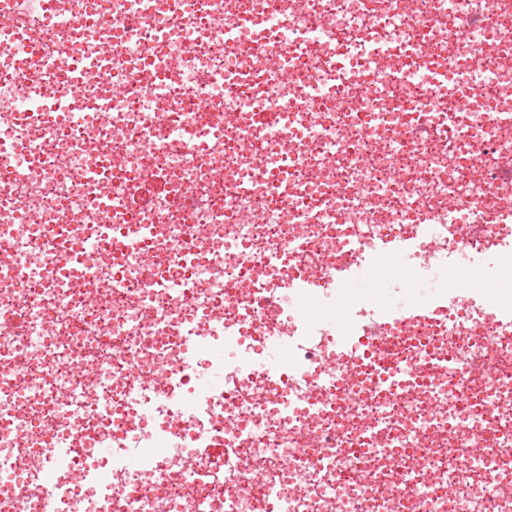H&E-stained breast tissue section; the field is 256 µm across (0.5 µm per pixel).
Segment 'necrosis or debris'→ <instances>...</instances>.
Segmentation results:
<instances>
[{
	"label": "necrosis or debris",
	"mask_w": 512,
	"mask_h": 512,
	"mask_svg": "<svg viewBox=\"0 0 512 512\" xmlns=\"http://www.w3.org/2000/svg\"><path fill=\"white\" fill-rule=\"evenodd\" d=\"M510 196L504 0H0V512H512V335L341 345L334 279L476 245L501 304Z\"/></svg>",
	"instance_id": "4bbe7bcc"
}]
</instances>
